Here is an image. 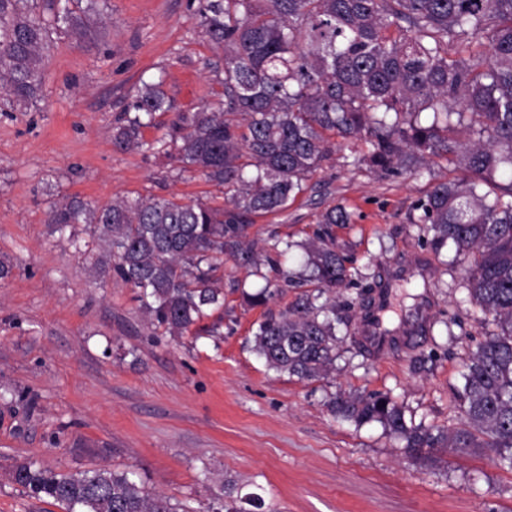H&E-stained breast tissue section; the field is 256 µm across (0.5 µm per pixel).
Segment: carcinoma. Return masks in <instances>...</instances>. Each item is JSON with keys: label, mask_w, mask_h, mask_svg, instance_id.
Here are the masks:
<instances>
[{"label": "carcinoma", "mask_w": 512, "mask_h": 512, "mask_svg": "<svg viewBox=\"0 0 512 512\" xmlns=\"http://www.w3.org/2000/svg\"><path fill=\"white\" fill-rule=\"evenodd\" d=\"M33 5L0 0V98L19 105L39 97L49 46ZM91 17L105 25L93 5L82 17L65 9L55 21L81 39ZM194 20L224 52V101L178 116L168 137L149 144L142 128L171 104L162 82L146 83L112 143L173 149L184 167L230 189V198L213 206L149 196L93 207L73 196L54 204L49 223L93 226L112 254V272L140 290L150 323L181 336L224 306L221 258L258 265L249 224L285 211L304 192L307 178L336 153L327 134L364 142L366 149L345 159L383 175H422L433 159H446L463 178L434 183L410 223L420 225L432 252L454 246L468 301L497 328L452 389L461 427L409 426L384 393L340 394L327 406L338 420L380 424L417 458L435 449L488 448L512 471V0H198ZM352 220L347 206L327 207L313 239L285 242L303 251L300 270L285 271L268 255L273 277L243 293L257 307L282 284L312 286L258 324L253 350L269 368L301 381L334 368L344 321L336 305L319 299L355 285L352 259L331 233ZM12 480L65 512H187L147 492L131 472L72 474L29 460L15 466ZM211 512L269 510L249 493L227 494Z\"/></svg>", "instance_id": "obj_1"}]
</instances>
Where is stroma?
Masks as SVG:
<instances>
[{"label":"stroma","mask_w":512,"mask_h":512,"mask_svg":"<svg viewBox=\"0 0 512 512\" xmlns=\"http://www.w3.org/2000/svg\"><path fill=\"white\" fill-rule=\"evenodd\" d=\"M197 3L108 0L104 29L81 42L54 33L39 98L0 109V512H62L13 482L26 459L129 471L187 512H207L226 478L276 512H512V471L489 450L419 461L380 424L336 420L325 406L338 392H383L407 421L460 425L451 389L495 326L409 222L433 182L460 177L447 161L434 160L429 178L383 177L333 158L285 212L248 228L262 251L274 233L301 242L321 211L346 204L355 221L334 235L357 260V288L383 282L399 317L418 312L430 326L375 359L360 344V308L345 306L357 289L338 293L350 333L335 371L313 382L269 369L252 349L258 322L294 290L248 306L243 292L264 281L225 260L223 309L172 336L146 319L87 225L49 224L68 196L223 204L222 186L176 158L112 143L143 83L162 81L172 104L145 128L149 142L178 114L222 101L224 55L195 27Z\"/></svg>","instance_id":"35a3bbf8"}]
</instances>
